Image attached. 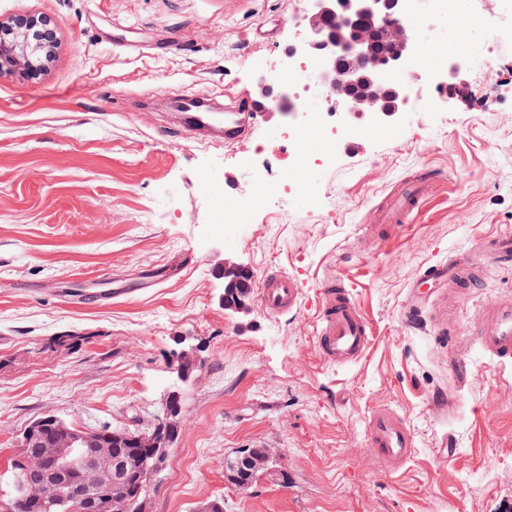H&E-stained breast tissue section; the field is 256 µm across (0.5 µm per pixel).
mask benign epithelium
<instances>
[{"instance_id":"7a95c632","label":"benign epithelium","mask_w":512,"mask_h":512,"mask_svg":"<svg viewBox=\"0 0 512 512\" xmlns=\"http://www.w3.org/2000/svg\"><path fill=\"white\" fill-rule=\"evenodd\" d=\"M334 16V29L326 30L323 21ZM385 21V38L391 52L380 58L365 56L368 36L359 32L366 20ZM55 43L50 23L43 17L25 16L7 22L0 21V70L6 66L23 68L36 77L45 69ZM415 47L414 32L405 19V0H313L303 22V40L286 53L283 66L298 54L316 53L322 59L315 90L326 93L338 103H346L351 111L373 119L393 120L402 111L404 87L395 74L405 58ZM338 53L357 58L360 63L345 70L336 69ZM466 68L459 57L444 66L446 80L441 85L452 96L461 91L456 79ZM216 274L224 279L223 305L226 309L245 311L249 306V292L244 279L250 270L231 258L216 268ZM172 361L177 376L191 377L200 360L197 348L183 347L173 353ZM96 443L101 448L124 444L132 448H165L166 434L144 432L138 428H117L104 434L85 430L69 431V439L63 444L67 452L56 456L54 466L63 473L85 468L80 448Z\"/></svg>"}]
</instances>
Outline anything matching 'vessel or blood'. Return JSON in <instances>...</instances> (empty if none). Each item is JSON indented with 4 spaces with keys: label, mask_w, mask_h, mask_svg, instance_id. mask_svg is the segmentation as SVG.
<instances>
[{
    "label": "vessel or blood",
    "mask_w": 512,
    "mask_h": 512,
    "mask_svg": "<svg viewBox=\"0 0 512 512\" xmlns=\"http://www.w3.org/2000/svg\"><path fill=\"white\" fill-rule=\"evenodd\" d=\"M284 98L271 91L259 95L229 94L223 111L201 107L177 113L173 129L199 133L208 138L235 142L249 134L254 121L272 117L281 110ZM424 178L401 183L375 210L378 224H400L420 204ZM512 264V234L502 233L478 245L467 254L449 257L448 261L427 266L409 293L408 316L416 318L431 307L439 293H447L448 333H455V311L463 297L480 287L481 273L487 265ZM248 288L256 289L267 315L278 316L296 308L300 288L294 278L278 271L263 280L249 279ZM371 328L357 305L349 298L343 284L328 280L322 290L315 342L321 361L328 366H345L356 362L364 353ZM480 351L497 365L512 366V298L506 297L483 307L474 321L470 336ZM365 439L374 457L385 471L398 469L409 457L413 436L404 417L389 407L374 409L366 421Z\"/></svg>",
    "instance_id": "vessel-or-blood-1"
}]
</instances>
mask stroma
I'll use <instances>...</instances> for the list:
<instances>
[{
    "label": "stroma",
    "instance_id": "obj_1",
    "mask_svg": "<svg viewBox=\"0 0 512 512\" xmlns=\"http://www.w3.org/2000/svg\"><path fill=\"white\" fill-rule=\"evenodd\" d=\"M300 0H0V20L43 17L57 44L46 70L0 69V499L24 428L53 415L78 429L147 425L171 391L182 430L151 479L150 512H499L512 504V369L479 354L478 311L512 296L490 266L463 303L456 342L430 316L408 324L430 264L512 233V0H466L461 28L416 25L396 122L344 112L278 113L233 144L164 136L178 95H249L256 62L302 35ZM467 56L464 95L433 80V59ZM296 124L298 142L281 130ZM341 126L320 166L321 124ZM434 170L403 224L372 212ZM255 278L282 271L301 294L264 313L226 310L224 257ZM336 277L370 324L359 362L330 367L314 329ZM72 334L79 349L48 348ZM199 346L181 381L178 339ZM466 380L450 369L452 353ZM389 406L413 452L385 472L365 421ZM268 448L280 477L233 486L224 460Z\"/></svg>",
    "mask_w": 512,
    "mask_h": 512
}]
</instances>
